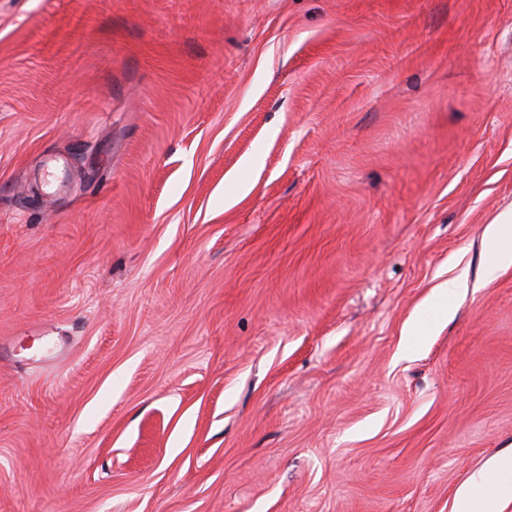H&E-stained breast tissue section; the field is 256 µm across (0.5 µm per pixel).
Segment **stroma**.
Returning a JSON list of instances; mask_svg holds the SVG:
<instances>
[{
    "label": "stroma",
    "instance_id": "35a3bbf8",
    "mask_svg": "<svg viewBox=\"0 0 512 512\" xmlns=\"http://www.w3.org/2000/svg\"><path fill=\"white\" fill-rule=\"evenodd\" d=\"M508 208L512 0H0V512H450ZM512 223V209L500 213L491 225L486 239L485 250L488 255L486 275L492 277L502 267L512 265V246L504 243L501 237V229L506 224ZM423 306L422 316L428 314L431 318L438 317L444 319L454 313L453 308L448 306L447 288L434 289L432 295L424 301Z\"/></svg>",
    "mask_w": 512,
    "mask_h": 512
}]
</instances>
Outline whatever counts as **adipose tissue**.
<instances>
[{
  "label": "adipose tissue",
  "mask_w": 512,
  "mask_h": 512,
  "mask_svg": "<svg viewBox=\"0 0 512 512\" xmlns=\"http://www.w3.org/2000/svg\"><path fill=\"white\" fill-rule=\"evenodd\" d=\"M504 492L512 494V455L498 457L493 472L472 474L456 493L451 512H498L497 501Z\"/></svg>",
  "instance_id": "obj_1"
}]
</instances>
